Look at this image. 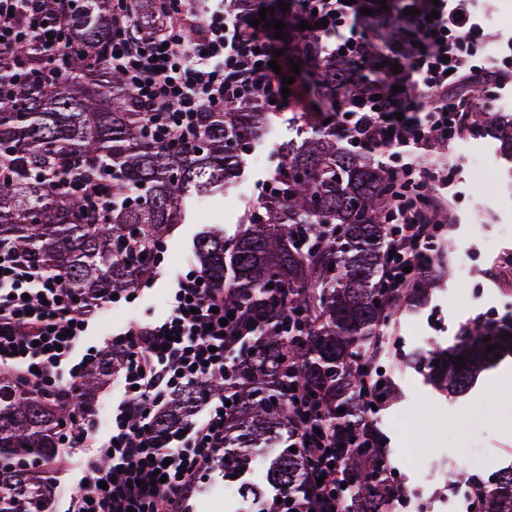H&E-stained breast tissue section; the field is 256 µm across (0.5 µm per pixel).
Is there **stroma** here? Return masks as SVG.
<instances>
[{"label":"stroma","mask_w":512,"mask_h":512,"mask_svg":"<svg viewBox=\"0 0 512 512\" xmlns=\"http://www.w3.org/2000/svg\"><path fill=\"white\" fill-rule=\"evenodd\" d=\"M474 5L495 35L489 51L512 57V0H474ZM306 124L294 104L274 116L250 148L264 155V163L246 162L223 198L208 210L188 212L169 236L164 266L154 271L149 290L135 303L101 310L86 345L101 346L129 320L165 314L172 281L189 261L196 236L216 224L229 237L241 231L282 162L280 147L297 140ZM478 158L486 168L475 167ZM438 162L454 169L440 240L444 262L429 282L427 302L392 317L387 344L373 364L390 397L370 416L401 472L398 486L407 494L420 489L435 498L449 492L456 470L483 482L504 462H512L511 357L459 397L435 388L410 363L414 354L428 353L433 344H452L476 322L512 318V177L497 143L471 134L456 144L453 156H439ZM224 489V471L215 468L196 487L188 512H235L237 501L225 497Z\"/></svg>","instance_id":"35a3bbf8"}]
</instances>
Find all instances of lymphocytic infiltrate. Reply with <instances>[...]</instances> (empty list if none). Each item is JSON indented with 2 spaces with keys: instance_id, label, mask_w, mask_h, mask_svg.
Instances as JSON below:
<instances>
[{
  "instance_id": "f902f5d3",
  "label": "lymphocytic infiltrate",
  "mask_w": 512,
  "mask_h": 512,
  "mask_svg": "<svg viewBox=\"0 0 512 512\" xmlns=\"http://www.w3.org/2000/svg\"><path fill=\"white\" fill-rule=\"evenodd\" d=\"M368 4L305 0V20L320 52L370 64L377 44L361 12ZM412 7L417 15L404 16ZM69 14V0H60L50 16L42 0H0V50L32 40L45 53L56 52ZM258 16L254 7L227 11L224 0H113L112 67L162 141L188 144L197 113L220 112L237 101L251 100L265 112L287 108L281 77L269 66L275 38L266 26L252 27ZM382 17L389 24L408 21L415 33L417 44L409 52L389 45L391 62L405 72L403 89L388 94L378 110L337 113L336 128L367 149L447 152L471 126L472 108L460 88L469 82L499 84L512 74V61L484 53L490 35L472 0H401L399 9L383 11ZM447 182L444 170L431 163L410 161L401 168L402 190L387 202V247L393 255L384 274L396 293L431 268L429 245L445 220L448 201L440 188ZM142 292L139 285L116 293L105 289L85 301L56 274L13 248H0V368L71 408L64 459L78 467L87 486L71 497L68 512H186L200 476L224 455V424L237 413L226 395L208 399L200 419L166 434L153 433L150 425L170 394L231 374L237 360L229 350L251 335L256 312L244 303L227 305L223 291L192 265L179 277L161 318L127 323L104 349L83 348L98 310ZM106 353L124 399L113 408L102 439L85 422L91 406L72 401L88 368ZM288 397L304 418L300 446L323 479L299 512H336L338 498L346 494L331 475L336 438L317 432L320 406L305 386ZM157 471L166 482H154Z\"/></svg>"
}]
</instances>
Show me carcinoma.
<instances>
[{"instance_id":"carcinoma-1","label":"carcinoma","mask_w":512,"mask_h":512,"mask_svg":"<svg viewBox=\"0 0 512 512\" xmlns=\"http://www.w3.org/2000/svg\"><path fill=\"white\" fill-rule=\"evenodd\" d=\"M71 2L59 51L0 52V247L62 273L89 299L153 275L138 244L166 240L187 205L203 206L223 191L273 113L250 100L199 112L192 145L159 144L112 69V0ZM279 20L286 23L288 57L317 88L313 97L300 98L314 131L283 147V162L248 231L233 238L207 231L194 255L226 303L245 302L261 312L284 301L301 319L304 336L293 341L284 326L258 318L231 378L214 376L174 394L152 429L162 432L190 416L197 402L232 393L239 413L224 431V478L275 448L264 477L277 496L265 498L248 483L241 489L260 495L256 512H293L291 502H304L308 467L281 395L292 366L322 404L318 426L345 442L336 477L349 491L337 512H396L401 498L388 449L363 436L369 422L361 373L393 315L380 288L387 261L382 201L397 173L339 145L336 112L375 104L400 74L311 54L303 48L311 35L286 16ZM495 133L501 158L511 163L512 121ZM506 332L512 334V321L477 324L447 349L414 362L430 382L463 393L481 371L512 353ZM490 344L502 350L489 352ZM459 355L468 359L458 370ZM110 367L108 358L89 367L79 401ZM68 413L19 378L0 374V512H47L54 488L44 466L59 454ZM478 494L485 512H512V466L498 469Z\"/></svg>"}]
</instances>
